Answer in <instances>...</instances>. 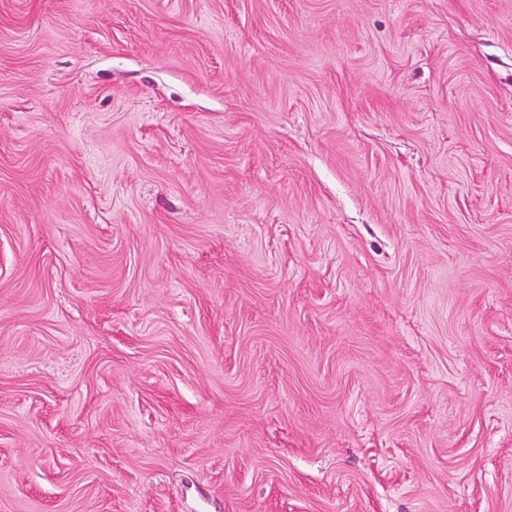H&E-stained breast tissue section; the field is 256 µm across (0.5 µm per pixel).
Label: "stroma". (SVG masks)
I'll return each instance as SVG.
<instances>
[{
  "label": "stroma",
  "mask_w": 512,
  "mask_h": 512,
  "mask_svg": "<svg viewBox=\"0 0 512 512\" xmlns=\"http://www.w3.org/2000/svg\"><path fill=\"white\" fill-rule=\"evenodd\" d=\"M0 512H512V0H0Z\"/></svg>",
  "instance_id": "35a3bbf8"
}]
</instances>
